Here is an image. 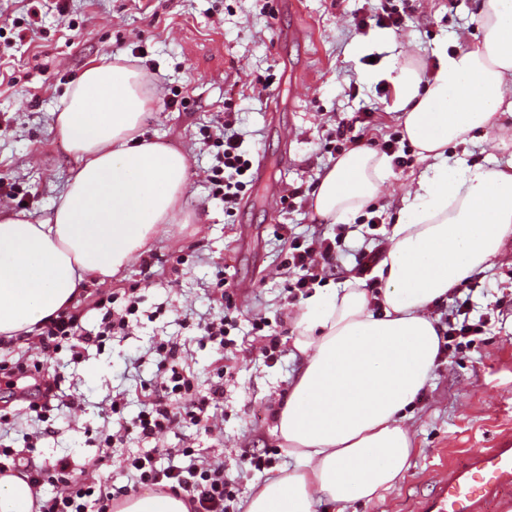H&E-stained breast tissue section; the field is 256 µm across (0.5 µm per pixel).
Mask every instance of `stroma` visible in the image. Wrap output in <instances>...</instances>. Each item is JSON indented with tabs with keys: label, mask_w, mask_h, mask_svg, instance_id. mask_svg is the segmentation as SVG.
I'll return each mask as SVG.
<instances>
[{
	"label": "stroma",
	"mask_w": 512,
	"mask_h": 512,
	"mask_svg": "<svg viewBox=\"0 0 512 512\" xmlns=\"http://www.w3.org/2000/svg\"><path fill=\"white\" fill-rule=\"evenodd\" d=\"M390 2L405 9L404 24L390 44L379 45L375 31L355 33L349 22L351 15L373 13L379 0H297L279 8L272 0H47L42 25L34 30L22 0H0V177L26 199V214L46 219L77 166L53 129L67 91L89 65L140 52L153 65L144 78L157 99L144 116V129L186 154L192 214L190 223L160 229L112 279L89 281L81 290L76 301L88 308L92 326L99 318L97 299L139 289L140 322L126 335L88 347L78 362L62 354L50 359L79 407L52 412L45 423L21 420L0 435V448L24 452L25 434L38 431L42 438L30 452L36 463L66 457L77 467L102 454L110 484L126 485L123 459L138 451V443L104 450L95 430L107 424L112 396L124 397L128 414L137 412L140 382L155 371L151 348L173 341L199 390L220 381L224 398L214 410L219 430L178 429L162 437L159 447L202 448L223 460L240 506L270 471L290 464L272 427L299 366L293 339L301 304L288 299V243L276 231L285 224L299 238L317 230L332 233V225L313 211L312 191L334 162L338 121L373 108L362 144L374 149L399 130L381 82H366V73H383L405 52L428 66L441 51L480 37V0ZM372 53L378 62L365 65ZM227 112L236 119L242 151L263 169L230 214L208 180L218 152L217 121ZM426 168L416 155L394 168L374 203L382 233L391 232L403 198ZM219 270L220 293L213 289ZM480 283L479 311L492 322L473 349L437 364L418 394L405 420L414 448L409 468L381 498L346 512H411L443 463L492 447L512 432V240ZM224 302L236 311L230 332L236 350L221 375L217 353L196 324ZM259 315L278 339L277 362L261 354L265 339L252 327ZM261 453L271 463L258 470L246 458Z\"/></svg>",
	"instance_id": "stroma-1"
}]
</instances>
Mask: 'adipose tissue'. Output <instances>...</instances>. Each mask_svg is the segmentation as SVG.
I'll return each instance as SVG.
<instances>
[{"label": "adipose tissue", "instance_id": "adipose-tissue-1", "mask_svg": "<svg viewBox=\"0 0 512 512\" xmlns=\"http://www.w3.org/2000/svg\"><path fill=\"white\" fill-rule=\"evenodd\" d=\"M481 37L441 52L433 74L415 56L384 72L402 135L428 171L399 210L372 305L359 283L314 291L296 316L302 356L273 430L293 464L254 489L245 512H314L369 502L410 465L407 408L439 351L437 299L489 269L512 237V161L466 164L460 149L512 141V0H481ZM154 99L125 57L87 67L54 129L78 166L50 216L0 212V335L22 336L69 307L84 284L117 274L163 226L184 224L189 163L146 136ZM392 175L369 147L341 154L320 176L313 209L349 223Z\"/></svg>", "mask_w": 512, "mask_h": 512}]
</instances>
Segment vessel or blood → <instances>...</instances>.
<instances>
[{"instance_id": "vessel-or-blood-1", "label": "vessel or blood", "mask_w": 512, "mask_h": 512, "mask_svg": "<svg viewBox=\"0 0 512 512\" xmlns=\"http://www.w3.org/2000/svg\"><path fill=\"white\" fill-rule=\"evenodd\" d=\"M512 507V434L469 451L435 479L412 512H507Z\"/></svg>"}]
</instances>
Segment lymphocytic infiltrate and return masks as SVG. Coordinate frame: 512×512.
Returning <instances> with one entry per match:
<instances>
[{"label": "lymphocytic infiltrate", "mask_w": 512, "mask_h": 512, "mask_svg": "<svg viewBox=\"0 0 512 512\" xmlns=\"http://www.w3.org/2000/svg\"><path fill=\"white\" fill-rule=\"evenodd\" d=\"M216 142L222 151L216 156L212 181L215 192L225 205H235L251 181L252 162L241 150V141L232 121H224L218 128ZM348 233L346 225L336 227L334 237L315 236L311 239L289 238L288 293L298 298L310 293L333 272L340 260V253ZM368 246L360 248L348 274L353 278L368 276L382 259L388 244L380 231L379 217H371L362 228ZM476 284L470 283L449 292L450 305L443 312V328L439 342V361L457 358L464 347L470 346L475 336L483 334L486 319H473V295ZM101 320L96 333L82 335L84 311L80 307L58 313L39 327L38 346L27 358L13 365L0 361V377L8 384L44 373L47 358L62 348H69L72 357H79L82 346L101 345L111 335L124 331L138 319L139 297L135 289L124 293L122 308L112 306L111 299L98 301ZM156 374L141 386V408L136 416L124 415V405L111 399L107 406L111 426L102 428L99 438L111 448L124 440L142 443L141 452L127 456L125 467L134 485L151 486L159 492L182 494L189 512H230L231 495L224 477V463L204 456L194 448L171 449V456L188 458L185 466L161 465L157 439L177 428L194 426L207 432L214 431L209 410L224 396L222 384H215L209 392L197 389L193 376L187 373L180 347L174 342H163L155 348ZM102 458L96 457L84 465V476L73 474L70 460L62 458L51 467L28 462L24 472L34 490L40 491L35 504L39 512H112V504L126 495V488H113L98 478ZM52 486L50 494H42L44 486Z\"/></svg>", "instance_id": "obj_1"}]
</instances>
